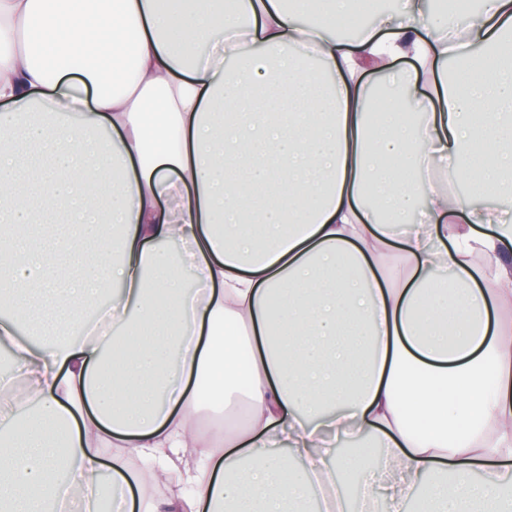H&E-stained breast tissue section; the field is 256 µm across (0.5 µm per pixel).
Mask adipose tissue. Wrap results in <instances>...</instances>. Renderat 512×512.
Masks as SVG:
<instances>
[{"instance_id":"adipose-tissue-1","label":"adipose tissue","mask_w":512,"mask_h":512,"mask_svg":"<svg viewBox=\"0 0 512 512\" xmlns=\"http://www.w3.org/2000/svg\"><path fill=\"white\" fill-rule=\"evenodd\" d=\"M299 15L0 0V512H97L105 476L125 512H297L352 471L512 512V0H399L354 40ZM427 166L481 180L454 199ZM240 381L245 427L195 429ZM352 432L384 468L337 455Z\"/></svg>"}]
</instances>
